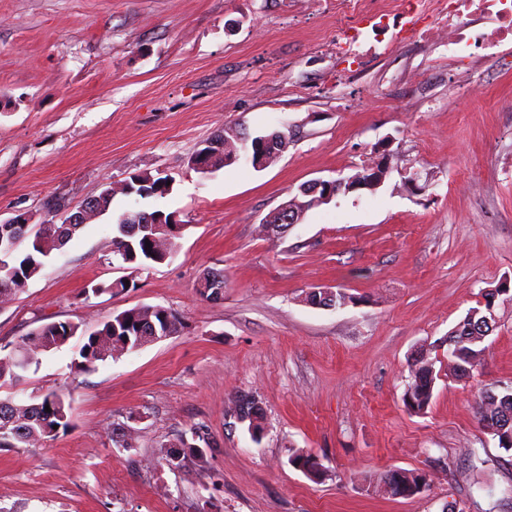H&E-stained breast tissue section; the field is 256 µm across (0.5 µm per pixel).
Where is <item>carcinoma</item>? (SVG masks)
<instances>
[{"label":"carcinoma","instance_id":"1","mask_svg":"<svg viewBox=\"0 0 512 512\" xmlns=\"http://www.w3.org/2000/svg\"><path fill=\"white\" fill-rule=\"evenodd\" d=\"M136 190L144 191L139 199H163L172 193L167 185L168 177L148 170L129 177ZM124 191L114 188V182L101 184L98 192L89 196L80 210L71 214L73 224H38L30 229L28 224H0V304L13 300L17 289L24 288L43 271L46 262L66 245L75 234L91 220L90 211L100 215L112 211L115 198ZM129 211L119 214L113 224L112 254L121 258L122 263L135 271L151 264H162L173 258L178 249L177 239L167 235L162 224H139L133 234L126 232L124 217ZM31 238L28 249L15 253L17 245ZM150 246H145V241ZM224 289V271L208 269L197 282L196 292L203 299H213L217 291ZM182 323L179 318L162 306H136L111 316L98 325L90 334H85L81 324L71 321L50 322L31 330L14 348L12 354L0 358V384L18 381L20 372L38 362L37 355L65 345L71 338L80 334L87 340L78 351L76 367L89 370L96 363L114 359L125 353L137 351L151 343L178 333ZM489 332L479 335L450 336L448 350L457 352L453 356L454 370L466 373L475 368L484 351V343ZM436 377L433 364L422 358L412 364L411 382L404 394V405L415 414H423L430 406ZM236 415L250 439L258 443L265 429V416L259 399L238 397L233 400ZM50 411H45V408ZM71 403L69 395L57 391L45 393L37 402L16 401L12 398L0 399V448H30L58 431L71 427ZM512 410V396L503 395L492 407L478 406L479 420L499 445L512 448V420L505 419L498 428H493L495 417ZM170 451L166 460L186 459L204 461L213 443L207 430L201 426L191 431V438L182 437L167 444ZM289 462L296 468L315 478L321 475V464L315 457L294 452ZM426 486L424 475L413 472H397L382 478V487L393 496L409 497L421 493Z\"/></svg>","mask_w":512,"mask_h":512}]
</instances>
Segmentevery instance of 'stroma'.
<instances>
[{"label": "stroma", "mask_w": 512, "mask_h": 512, "mask_svg": "<svg viewBox=\"0 0 512 512\" xmlns=\"http://www.w3.org/2000/svg\"><path fill=\"white\" fill-rule=\"evenodd\" d=\"M336 13L315 0H0V221L73 213L106 180L168 175L183 226L175 257L134 288L87 293L112 265L114 214L93 220L11 302L0 357L32 329L98 321L142 305L182 329L77 372V336L41 354L0 397L70 394L72 426L35 448H0V512H512V449L479 424L485 391H512V67L482 60L469 88L448 81V49L384 42L336 80ZM286 133L265 169L204 175L191 154L217 130ZM375 191L336 196L269 237L262 220L300 185L347 178L378 154ZM477 182L479 194L466 185ZM208 269L224 295L199 297ZM315 286L344 307L316 308ZM490 307L494 330L470 375L448 372L445 339ZM424 354L433 401L409 413ZM262 399L252 442L233 416ZM131 426L122 447L113 429ZM206 427L204 464L169 467L163 441ZM298 448L326 475L288 462ZM426 476L409 498L366 487L391 470Z\"/></svg>", "instance_id": "stroma-1"}]
</instances>
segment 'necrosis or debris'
I'll list each match as a JSON object with an SVG mask.
<instances>
[{
    "mask_svg": "<svg viewBox=\"0 0 512 512\" xmlns=\"http://www.w3.org/2000/svg\"><path fill=\"white\" fill-rule=\"evenodd\" d=\"M343 24L336 37V52L363 60L375 54L363 32L386 34L390 22L418 44L443 43L448 47V77L486 51L505 57L512 48V0H336Z\"/></svg>",
    "mask_w": 512,
    "mask_h": 512,
    "instance_id": "1",
    "label": "necrosis or debris"
}]
</instances>
